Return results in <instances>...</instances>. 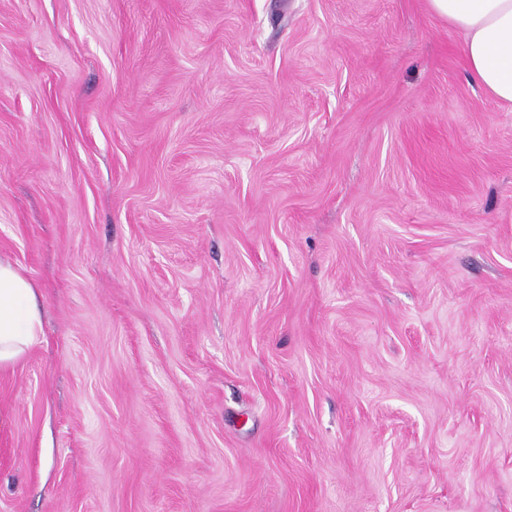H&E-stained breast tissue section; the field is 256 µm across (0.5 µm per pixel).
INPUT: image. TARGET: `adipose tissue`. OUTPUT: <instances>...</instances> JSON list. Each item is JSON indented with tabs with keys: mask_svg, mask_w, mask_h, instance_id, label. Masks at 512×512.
I'll return each instance as SVG.
<instances>
[{
	"mask_svg": "<svg viewBox=\"0 0 512 512\" xmlns=\"http://www.w3.org/2000/svg\"><path fill=\"white\" fill-rule=\"evenodd\" d=\"M431 11L460 32L469 74L512 107V0H428ZM42 308L33 282L0 257V372L42 342Z\"/></svg>",
	"mask_w": 512,
	"mask_h": 512,
	"instance_id": "1",
	"label": "adipose tissue"
}]
</instances>
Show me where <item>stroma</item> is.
Instances as JSON below:
<instances>
[{
	"label": "stroma",
	"instance_id": "obj_1",
	"mask_svg": "<svg viewBox=\"0 0 512 512\" xmlns=\"http://www.w3.org/2000/svg\"><path fill=\"white\" fill-rule=\"evenodd\" d=\"M0 512H512V111L427 0H0ZM33 282L0 257V372L12 369L42 342V308Z\"/></svg>",
	"mask_w": 512,
	"mask_h": 512
}]
</instances>
